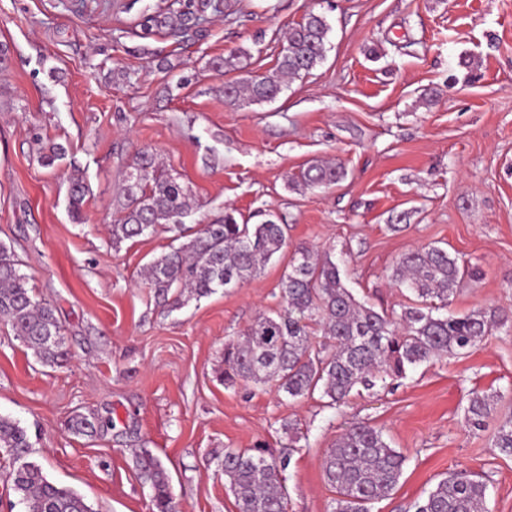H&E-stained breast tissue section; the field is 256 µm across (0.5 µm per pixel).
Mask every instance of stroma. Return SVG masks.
<instances>
[{"label":"stroma","instance_id":"1","mask_svg":"<svg viewBox=\"0 0 512 512\" xmlns=\"http://www.w3.org/2000/svg\"><path fill=\"white\" fill-rule=\"evenodd\" d=\"M227 2L224 15L195 0L197 23L146 35L142 15L174 0H0V240L55 306L72 354L42 366L0 324V414L28 428L32 460L94 512H152L134 464L143 448L167 467L176 512H238L225 449L276 454L292 436L288 512H330L322 454L362 422L408 458L371 512H408L454 469L486 479L488 512H512V458L490 449L512 416V327L338 411L222 380L225 341L278 309L298 245L334 248L354 294L389 309L407 301L388 278L396 260L437 244L478 271L449 312L512 309V0ZM312 11L331 26L325 61L273 101L230 102L226 84L272 75L289 26ZM234 53L236 70L213 67ZM37 133L65 147L55 166L42 165ZM144 152L188 186L187 225L269 212L287 251L239 287L175 311L156 304L140 273L169 234L110 240ZM315 158L342 162L346 178L288 188ZM75 172L89 186L77 219ZM476 392L498 398L479 429L465 417ZM78 414L96 434L72 431Z\"/></svg>","mask_w":512,"mask_h":512}]
</instances>
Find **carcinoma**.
Segmentation results:
<instances>
[{"mask_svg":"<svg viewBox=\"0 0 512 512\" xmlns=\"http://www.w3.org/2000/svg\"><path fill=\"white\" fill-rule=\"evenodd\" d=\"M176 23L154 16L153 26L179 31L194 14L183 0ZM325 18L308 14L290 29L287 45L277 58V76L233 82L226 95L263 102L277 96L282 78L309 73L325 59ZM58 143L40 147V158L51 167L63 159ZM347 176L340 164L309 163L290 186L328 188ZM87 188L81 176L69 177V205L77 214ZM124 215L112 225V244L163 228L172 241L186 242L153 258L141 274L155 298L174 311L190 299L219 289L235 288L257 275L261 266L286 246V226L272 219L240 224L231 212L195 230L183 224L192 210L188 189L158 172L153 157L142 155L129 172L123 190ZM14 247L0 241V322L32 350L45 366H59L69 357L63 326L54 307L33 294L30 278L20 271ZM279 284L281 309L260 314L237 338L224 345V384L238 381L271 385L292 400L321 393L327 406L339 409L359 386L404 379L407 372L444 354L464 355L491 331L506 326L512 314L484 308L454 315L444 312L450 297L467 277L475 275L459 255L436 245L404 253L393 265L392 283L414 296L400 309L376 310L358 300L333 250L317 253L300 245L292 252ZM323 339L312 336L314 327ZM494 410V397L476 394L466 409L468 421L481 428ZM494 450L512 457V417L493 438ZM30 436L20 421L0 414V450L9 460L12 490L23 512H95L74 489L50 481L41 466L28 460ZM287 458L224 449V479L238 512H287L281 471ZM407 463L381 430L358 424L340 434L326 449L322 468L337 498L331 512H369V505L392 495ZM139 477L151 491L152 512H171L170 476L162 461L143 450L136 458ZM486 484L480 476L453 470L442 478L414 512H485Z\"/></svg>","mask_w":512,"mask_h":512,"instance_id":"cac0c4a2","label":"carcinoma"}]
</instances>
